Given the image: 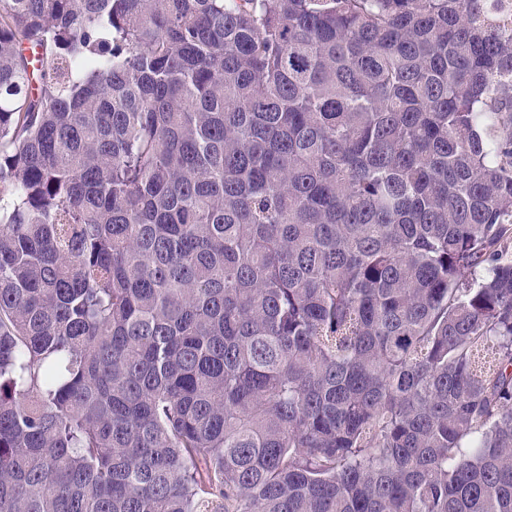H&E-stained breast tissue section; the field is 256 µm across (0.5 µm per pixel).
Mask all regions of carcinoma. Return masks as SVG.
I'll return each instance as SVG.
<instances>
[{
    "instance_id": "obj_1",
    "label": "carcinoma",
    "mask_w": 512,
    "mask_h": 512,
    "mask_svg": "<svg viewBox=\"0 0 512 512\" xmlns=\"http://www.w3.org/2000/svg\"><path fill=\"white\" fill-rule=\"evenodd\" d=\"M0 512H512L503 0H0Z\"/></svg>"
}]
</instances>
